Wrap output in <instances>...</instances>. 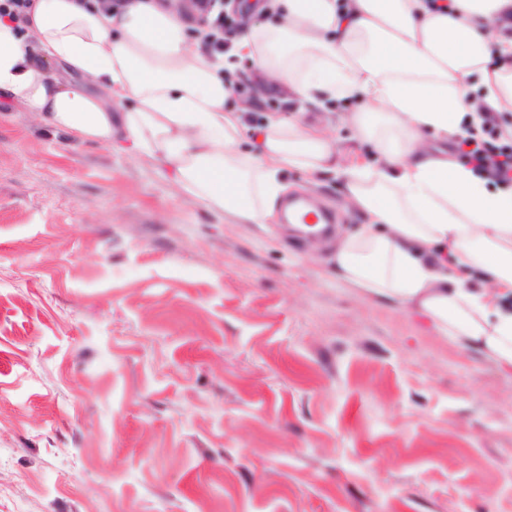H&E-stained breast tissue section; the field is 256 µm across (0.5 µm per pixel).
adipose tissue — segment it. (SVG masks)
Returning <instances> with one entry per match:
<instances>
[{
    "instance_id": "ef3b65f1",
    "label": "adipose tissue",
    "mask_w": 512,
    "mask_h": 512,
    "mask_svg": "<svg viewBox=\"0 0 512 512\" xmlns=\"http://www.w3.org/2000/svg\"><path fill=\"white\" fill-rule=\"evenodd\" d=\"M0 17V99L76 141L122 136L178 193L240 224H263L287 169L344 179L367 222L336 245L338 279L426 316L512 370V187L491 188L448 156L479 111L512 110V0H268L232 56L204 54L174 5L116 16L79 0H32ZM250 60L302 111L335 112L371 148L338 160L324 130L266 123L244 152L229 76Z\"/></svg>"
}]
</instances>
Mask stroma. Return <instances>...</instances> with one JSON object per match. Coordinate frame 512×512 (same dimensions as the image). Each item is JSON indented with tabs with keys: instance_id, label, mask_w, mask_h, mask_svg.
<instances>
[{
	"instance_id": "35a3bbf8",
	"label": "stroma",
	"mask_w": 512,
	"mask_h": 512,
	"mask_svg": "<svg viewBox=\"0 0 512 512\" xmlns=\"http://www.w3.org/2000/svg\"><path fill=\"white\" fill-rule=\"evenodd\" d=\"M236 80L255 127L332 112ZM289 193L366 219L299 170ZM331 239L240 224L129 150L0 110V512H512V372L359 295Z\"/></svg>"
}]
</instances>
